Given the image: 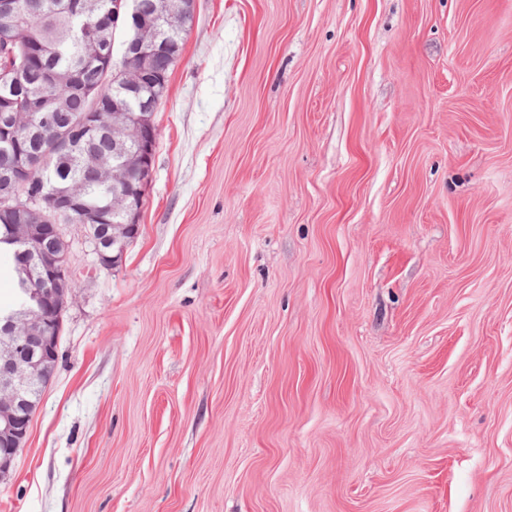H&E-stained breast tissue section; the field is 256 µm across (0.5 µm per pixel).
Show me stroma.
Instances as JSON below:
<instances>
[{"mask_svg": "<svg viewBox=\"0 0 512 512\" xmlns=\"http://www.w3.org/2000/svg\"><path fill=\"white\" fill-rule=\"evenodd\" d=\"M155 123L0 512H512V0H197Z\"/></svg>", "mask_w": 512, "mask_h": 512, "instance_id": "35a3bbf8", "label": "stroma"}]
</instances>
